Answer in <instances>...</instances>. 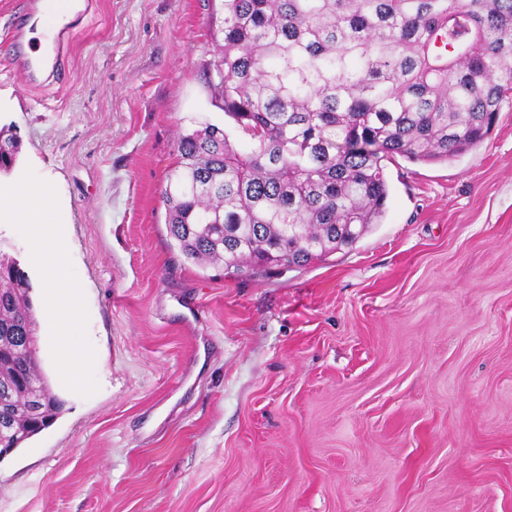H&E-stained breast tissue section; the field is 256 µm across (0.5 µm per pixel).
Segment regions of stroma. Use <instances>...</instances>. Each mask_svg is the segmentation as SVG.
<instances>
[{"mask_svg":"<svg viewBox=\"0 0 512 512\" xmlns=\"http://www.w3.org/2000/svg\"><path fill=\"white\" fill-rule=\"evenodd\" d=\"M10 185L56 194L90 354L73 390L48 349L19 225L38 357L64 407L0 459V512H512V95L445 163L387 161L380 224L305 267L235 278L186 260L161 192L212 95L222 0H98L64 84L11 70Z\"/></svg>","mask_w":512,"mask_h":512,"instance_id":"stroma-1","label":"stroma"}]
</instances>
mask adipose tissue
<instances>
[{"label": "adipose tissue", "instance_id": "obj_1", "mask_svg": "<svg viewBox=\"0 0 512 512\" xmlns=\"http://www.w3.org/2000/svg\"><path fill=\"white\" fill-rule=\"evenodd\" d=\"M0 222L20 225L30 239L32 260L42 270L41 298L46 319L53 328L48 341L62 359L63 373L73 384H81L86 361L72 335L80 287L64 265L69 243L56 224L50 187L29 180L12 189H0Z\"/></svg>", "mask_w": 512, "mask_h": 512}]
</instances>
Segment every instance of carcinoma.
Segmentation results:
<instances>
[{
	"label": "carcinoma",
	"instance_id": "cac0c4a2",
	"mask_svg": "<svg viewBox=\"0 0 512 512\" xmlns=\"http://www.w3.org/2000/svg\"><path fill=\"white\" fill-rule=\"evenodd\" d=\"M223 35L212 89L231 130L180 135L162 199L183 256L237 277L355 246L385 214L384 161L476 147L512 91V0H224ZM30 290L1 255L0 448L63 406Z\"/></svg>",
	"mask_w": 512,
	"mask_h": 512
}]
</instances>
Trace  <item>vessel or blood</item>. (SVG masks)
Masks as SVG:
<instances>
[{"label":"vessel or blood","mask_w":512,"mask_h":512,"mask_svg":"<svg viewBox=\"0 0 512 512\" xmlns=\"http://www.w3.org/2000/svg\"><path fill=\"white\" fill-rule=\"evenodd\" d=\"M95 6V0H23L11 30V65L25 76L29 86L41 87L46 76L59 83L66 79L72 39ZM34 20L43 22L53 34L51 43L40 52L32 49L29 37Z\"/></svg>","instance_id":"1"}]
</instances>
